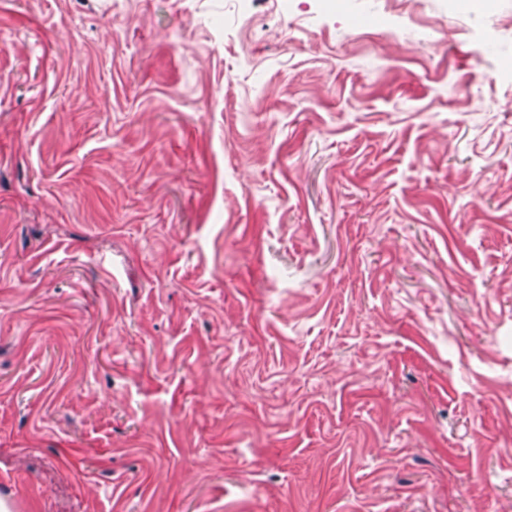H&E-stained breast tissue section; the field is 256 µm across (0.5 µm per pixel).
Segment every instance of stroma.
Instances as JSON below:
<instances>
[{
	"mask_svg": "<svg viewBox=\"0 0 512 512\" xmlns=\"http://www.w3.org/2000/svg\"><path fill=\"white\" fill-rule=\"evenodd\" d=\"M11 512H512V0H0Z\"/></svg>",
	"mask_w": 512,
	"mask_h": 512,
	"instance_id": "1",
	"label": "stroma"
}]
</instances>
